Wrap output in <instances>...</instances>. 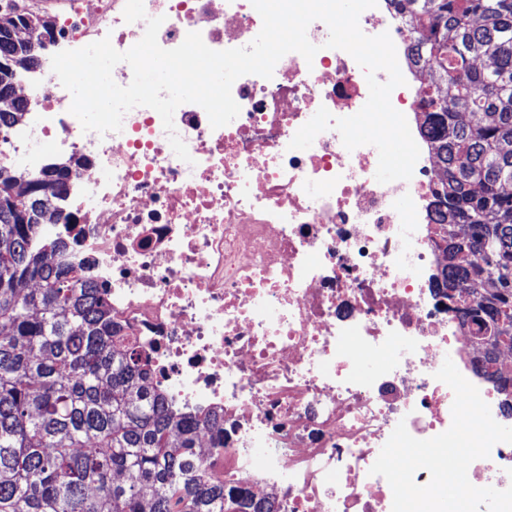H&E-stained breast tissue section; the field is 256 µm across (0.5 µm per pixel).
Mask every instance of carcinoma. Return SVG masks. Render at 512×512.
I'll return each mask as SVG.
<instances>
[{
	"mask_svg": "<svg viewBox=\"0 0 512 512\" xmlns=\"http://www.w3.org/2000/svg\"><path fill=\"white\" fill-rule=\"evenodd\" d=\"M392 2L427 71L433 196L469 229L448 234V299H474L471 321L494 350L512 349V0ZM21 30L53 36L56 22L0 16V94L31 68ZM25 108L0 111V126L22 124ZM64 178L0 169V512H271L209 475L199 436L222 447L224 428L164 405L105 289L60 260L66 245L43 239V225L21 223L53 208Z\"/></svg>",
	"mask_w": 512,
	"mask_h": 512,
	"instance_id": "carcinoma-1",
	"label": "carcinoma"
}]
</instances>
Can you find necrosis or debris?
<instances>
[{"label":"necrosis or debris","mask_w":512,"mask_h":512,"mask_svg":"<svg viewBox=\"0 0 512 512\" xmlns=\"http://www.w3.org/2000/svg\"><path fill=\"white\" fill-rule=\"evenodd\" d=\"M163 17L165 49L200 33L211 49L247 46L262 18L251 0H144ZM67 49L109 39L120 52L143 36L123 0H74L58 16ZM369 36L389 33L405 79L390 96L417 132L410 180L375 179L379 154L347 150L329 128L305 150L297 130L319 108L356 114L369 92L346 51L327 47L313 21V61L283 56L272 78L232 85L239 115L212 128L205 110L173 117L191 162L173 152L160 115L139 106L122 129L83 131L72 97L52 70L22 76L25 132L0 135V165L31 156L34 170L65 160L67 194L52 221L74 262H88L122 334L149 358L148 382L165 405L212 412L224 428L202 464L225 487L249 490L276 512H392L387 480L370 469L398 423L428 439L452 423L454 393L436 379L447 355L480 392L493 419L512 409L484 358L483 334L449 302L440 234L449 218L430 188L437 162L420 125V76L409 32L389 0L359 17ZM56 146L39 153L43 142ZM369 356L374 369L356 363ZM471 484L512 486V443L473 461Z\"/></svg>","instance_id":"obj_1"}]
</instances>
